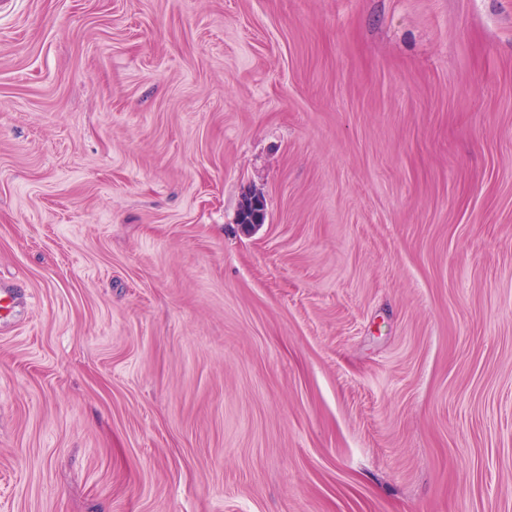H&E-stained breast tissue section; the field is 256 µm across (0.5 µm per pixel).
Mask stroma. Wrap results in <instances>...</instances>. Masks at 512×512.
Returning <instances> with one entry per match:
<instances>
[{
    "label": "stroma",
    "mask_w": 512,
    "mask_h": 512,
    "mask_svg": "<svg viewBox=\"0 0 512 512\" xmlns=\"http://www.w3.org/2000/svg\"><path fill=\"white\" fill-rule=\"evenodd\" d=\"M0 285V512H512V0H0Z\"/></svg>",
    "instance_id": "1"
}]
</instances>
